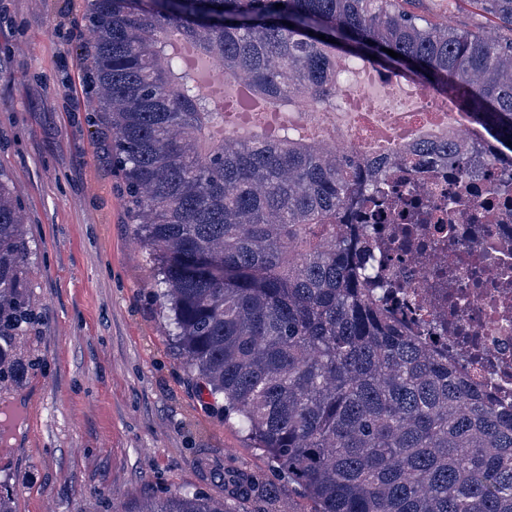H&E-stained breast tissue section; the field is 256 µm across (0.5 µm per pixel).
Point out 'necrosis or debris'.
<instances>
[{
  "label": "necrosis or debris",
  "instance_id": "1",
  "mask_svg": "<svg viewBox=\"0 0 512 512\" xmlns=\"http://www.w3.org/2000/svg\"><path fill=\"white\" fill-rule=\"evenodd\" d=\"M378 72L371 83L348 86L344 118L321 113L324 143L343 155L385 136L396 141L440 134L448 122L475 142L486 133L462 112H448L442 93L420 86L417 104L383 113L380 92L403 85ZM512 162L483 165L479 176L449 175L425 165L389 172L391 188L407 210H384L372 245L380 255L376 282L386 285L387 308L411 334L459 363L469 380L499 403H512V188L500 177Z\"/></svg>",
  "mask_w": 512,
  "mask_h": 512
}]
</instances>
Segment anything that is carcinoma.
Wrapping results in <instances>:
<instances>
[{
  "label": "carcinoma",
  "instance_id": "cac0c4a2",
  "mask_svg": "<svg viewBox=\"0 0 512 512\" xmlns=\"http://www.w3.org/2000/svg\"><path fill=\"white\" fill-rule=\"evenodd\" d=\"M408 2L90 0L93 107L112 128V168L186 368L313 512H512V405L407 334L359 262L373 225L350 220L386 194L388 161L338 159L292 123L225 137L224 105L184 58L189 48L241 80L234 111L249 113L307 98L333 110L349 62L366 61L450 89L508 148L512 0H479L507 28L499 38ZM483 156L427 138L401 162L463 171ZM27 254L0 173V382L30 321ZM138 512L231 510L184 491Z\"/></svg>",
  "mask_w": 512,
  "mask_h": 512
}]
</instances>
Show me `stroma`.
Here are the masks:
<instances>
[{
    "mask_svg": "<svg viewBox=\"0 0 512 512\" xmlns=\"http://www.w3.org/2000/svg\"><path fill=\"white\" fill-rule=\"evenodd\" d=\"M455 27L495 25L465 0H411ZM88 0H0V171L25 214L32 323L0 387V484L17 512H135L200 491L234 512H311L221 403H204L168 334L152 254L129 224L85 79ZM263 495H227L224 476Z\"/></svg>",
    "mask_w": 512,
    "mask_h": 512,
    "instance_id": "1",
    "label": "stroma"
}]
</instances>
